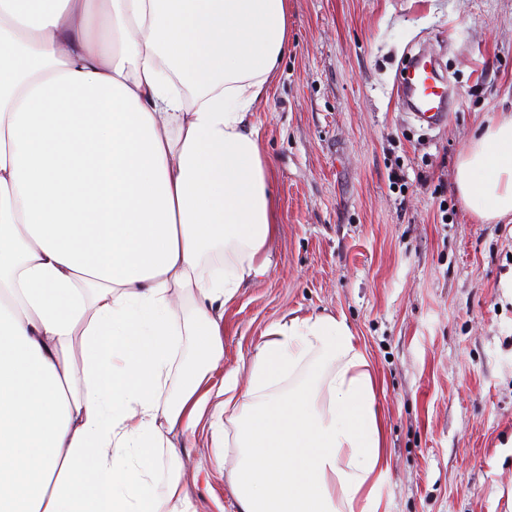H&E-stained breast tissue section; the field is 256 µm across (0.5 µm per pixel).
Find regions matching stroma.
Instances as JSON below:
<instances>
[{
    "label": "stroma",
    "instance_id": "stroma-1",
    "mask_svg": "<svg viewBox=\"0 0 512 512\" xmlns=\"http://www.w3.org/2000/svg\"><path fill=\"white\" fill-rule=\"evenodd\" d=\"M288 41L252 108L279 234L224 307V366L285 312L344 315L380 380L389 512H512V223L456 189L478 126L512 112V0H288ZM417 53L451 81L445 126L401 96ZM186 453L198 512H232L210 431Z\"/></svg>",
    "mask_w": 512,
    "mask_h": 512
}]
</instances>
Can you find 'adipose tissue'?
<instances>
[{
	"instance_id": "1",
	"label": "adipose tissue",
	"mask_w": 512,
	"mask_h": 512,
	"mask_svg": "<svg viewBox=\"0 0 512 512\" xmlns=\"http://www.w3.org/2000/svg\"><path fill=\"white\" fill-rule=\"evenodd\" d=\"M288 0H0V512H388L377 381L345 316L292 310L246 375L224 307L271 264L249 119ZM466 209L512 217V113L469 140ZM213 446L210 431L200 426L189 448H185L191 460L185 477L188 481L196 479L198 512H232L231 496L224 481V461L220 456H224V447Z\"/></svg>"
}]
</instances>
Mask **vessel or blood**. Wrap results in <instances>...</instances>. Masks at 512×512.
Segmentation results:
<instances>
[{
    "instance_id": "vessel-or-blood-1",
    "label": "vessel or blood",
    "mask_w": 512,
    "mask_h": 512,
    "mask_svg": "<svg viewBox=\"0 0 512 512\" xmlns=\"http://www.w3.org/2000/svg\"><path fill=\"white\" fill-rule=\"evenodd\" d=\"M400 84L414 119L433 128L447 122L450 84L429 62L421 58L412 62L402 74Z\"/></svg>"
}]
</instances>
